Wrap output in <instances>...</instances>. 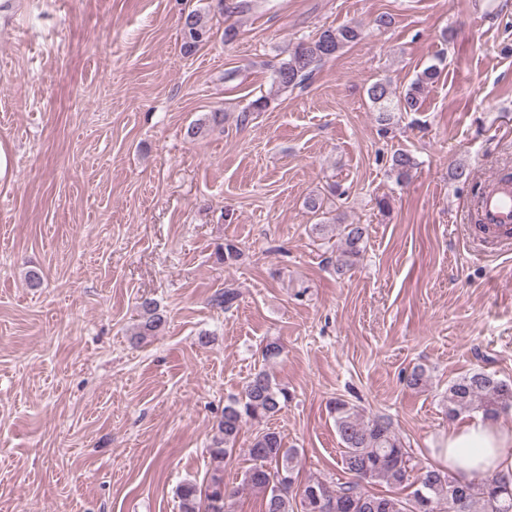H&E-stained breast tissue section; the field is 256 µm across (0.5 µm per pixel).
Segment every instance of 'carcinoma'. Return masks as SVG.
<instances>
[{
	"label": "carcinoma",
	"instance_id": "obj_1",
	"mask_svg": "<svg viewBox=\"0 0 512 512\" xmlns=\"http://www.w3.org/2000/svg\"><path fill=\"white\" fill-rule=\"evenodd\" d=\"M210 29L204 17L191 11L181 24L182 47L194 52L209 39ZM363 31L349 23L321 31L310 40H300L273 71V85L279 90H293L309 80L322 62L335 57L344 48L357 43ZM435 65L426 67L406 92L395 96L384 82L368 89L372 104L378 108V121L386 127L396 112H416L426 88L438 77ZM224 126V113L209 112L188 128L191 138L202 137ZM417 163L406 151L395 153L390 171L397 183L407 182ZM312 231L324 237L335 231L340 247L336 254V275L346 274L363 257L368 238L365 224H315ZM225 265L236 264L241 249L233 241L224 242L219 252ZM239 298L234 288L216 293L212 304L226 311ZM141 319L136 335L144 339L156 336L166 326V317L157 302L145 298L140 303ZM289 399L288 389L276 383L271 375L260 370L230 397L217 421V436L210 449L214 467L203 485L193 482L178 489L180 512H232V501L242 490L258 491L265 497L264 512H512V492L507 482L486 478L479 482H461L447 471L427 467L417 475L418 487L406 501L389 494L370 493L363 484L384 483L400 489L409 483L414 471L406 443L391 419L383 416L365 417L356 406L342 398L329 402L336 431L342 444L341 464L352 481L333 485L320 478H311L296 485L298 453L286 447L280 432L266 427L257 431L248 448L252 465L245 470L239 487L224 484V460L230 456L237 439L248 425H261L270 420ZM448 418L476 410L494 419L512 406V382L495 373L475 370L448 383L445 396Z\"/></svg>",
	"mask_w": 512,
	"mask_h": 512
}]
</instances>
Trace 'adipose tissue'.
I'll use <instances>...</instances> for the list:
<instances>
[{
    "mask_svg": "<svg viewBox=\"0 0 512 512\" xmlns=\"http://www.w3.org/2000/svg\"><path fill=\"white\" fill-rule=\"evenodd\" d=\"M435 454L442 468L461 481L512 480V423L475 415L452 428Z\"/></svg>",
    "mask_w": 512,
    "mask_h": 512,
    "instance_id": "adipose-tissue-1",
    "label": "adipose tissue"
}]
</instances>
